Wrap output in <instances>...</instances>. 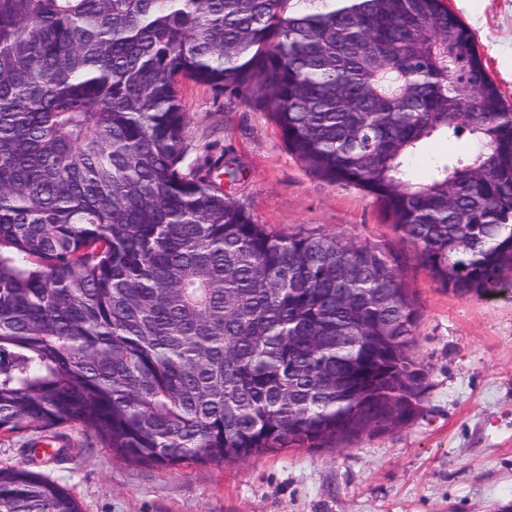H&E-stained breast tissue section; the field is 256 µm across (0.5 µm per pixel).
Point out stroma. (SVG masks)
I'll return each instance as SVG.
<instances>
[{"mask_svg": "<svg viewBox=\"0 0 512 512\" xmlns=\"http://www.w3.org/2000/svg\"><path fill=\"white\" fill-rule=\"evenodd\" d=\"M472 31L512 109V0H445ZM189 162L237 169L224 192L288 235L340 233L398 254L422 314L413 356L427 373L416 417L350 444L290 445L246 461L157 467L124 460L81 428H60V456L27 431L0 432V467L48 474L82 512H497L512 503V288L461 296L441 285L374 198L289 152L256 87L185 81Z\"/></svg>", "mask_w": 512, "mask_h": 512, "instance_id": "stroma-1", "label": "stroma"}]
</instances>
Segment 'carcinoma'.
<instances>
[{"label": "carcinoma", "instance_id": "cac0c4a2", "mask_svg": "<svg viewBox=\"0 0 512 512\" xmlns=\"http://www.w3.org/2000/svg\"><path fill=\"white\" fill-rule=\"evenodd\" d=\"M185 79L258 80L288 150L371 194L443 286H506L512 112L443 0H0V431L75 423L171 467L407 424L426 375L398 259L277 234L187 164ZM0 512L81 509L10 466Z\"/></svg>", "mask_w": 512, "mask_h": 512}]
</instances>
